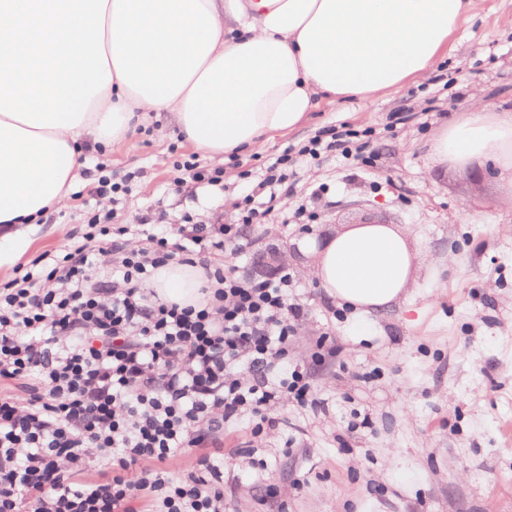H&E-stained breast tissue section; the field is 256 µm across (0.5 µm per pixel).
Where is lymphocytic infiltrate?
Masks as SVG:
<instances>
[{
  "mask_svg": "<svg viewBox=\"0 0 512 512\" xmlns=\"http://www.w3.org/2000/svg\"><path fill=\"white\" fill-rule=\"evenodd\" d=\"M234 224L114 239L94 214L86 242L43 253L0 286V512H224V463L203 457L171 473L167 462L226 422L312 395L288 348L304 318L289 272L240 277L235 261L260 211L255 195ZM199 263V306L162 301L150 283L170 263ZM108 479L75 484L88 466Z\"/></svg>",
  "mask_w": 512,
  "mask_h": 512,
  "instance_id": "lymphocytic-infiltrate-1",
  "label": "lymphocytic infiltrate"
}]
</instances>
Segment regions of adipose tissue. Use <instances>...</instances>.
<instances>
[{
  "label": "adipose tissue",
  "mask_w": 512,
  "mask_h": 512,
  "mask_svg": "<svg viewBox=\"0 0 512 512\" xmlns=\"http://www.w3.org/2000/svg\"><path fill=\"white\" fill-rule=\"evenodd\" d=\"M472 0H0V267L21 224L66 204L82 139L122 142L148 117L211 158L300 126L322 102L399 90L448 48ZM440 166L492 161L512 185V110L472 100L430 148ZM319 288L363 314L407 298L421 262L395 224L300 239ZM168 300L198 298V270L161 268Z\"/></svg>",
  "instance_id": "ef3b65f1"
}]
</instances>
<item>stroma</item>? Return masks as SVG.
<instances>
[{
    "mask_svg": "<svg viewBox=\"0 0 512 512\" xmlns=\"http://www.w3.org/2000/svg\"><path fill=\"white\" fill-rule=\"evenodd\" d=\"M512 109V0H473L448 54L398 91L322 104L297 129L219 161L195 150L174 125L138 127L116 146L82 141L90 163L129 176L130 191L102 202L113 227L152 212L165 224H228L270 158L289 153L277 207L252 225L237 258L247 276L258 250L281 248L307 310L289 353L308 370L315 404L288 401L275 431L253 436L249 419L218 435L226 512H512V192L492 162L464 171L433 166L429 147L472 97ZM357 131L371 164L298 161L328 128ZM222 168L223 188L176 190L178 164ZM76 196L45 223L22 225L21 264L81 244L94 208ZM306 204V225L284 211ZM408 230L423 267L409 298L377 319L339 306L318 288L295 243L345 224ZM323 358L313 361L318 338Z\"/></svg>",
    "mask_w": 512,
    "mask_h": 512,
    "instance_id": "stroma-1",
    "label": "stroma"
}]
</instances>
